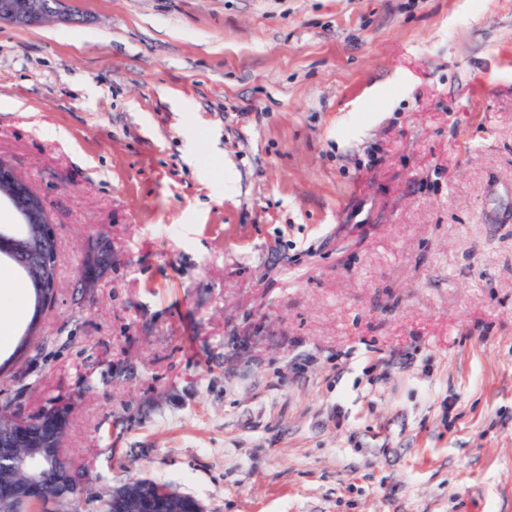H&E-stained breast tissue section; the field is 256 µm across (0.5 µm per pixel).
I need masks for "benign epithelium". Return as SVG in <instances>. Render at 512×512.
<instances>
[{"label": "benign epithelium", "mask_w": 512, "mask_h": 512, "mask_svg": "<svg viewBox=\"0 0 512 512\" xmlns=\"http://www.w3.org/2000/svg\"><path fill=\"white\" fill-rule=\"evenodd\" d=\"M75 0H0V23L35 26L49 21H68ZM17 211L23 232L0 233V256L19 262L27 281L39 293L35 321L51 300L43 270L49 261L46 245L56 240L54 226L47 220L40 196L14 169L0 161V201ZM7 427L0 428V504H12L21 512H31L47 502L60 505L71 500L68 487L76 471L60 448L58 437L48 436V428L63 417V405L45 408L35 415L1 412ZM168 500L176 492L154 491L144 483L138 489L101 487L91 492L94 499L112 501L114 512H155L159 496Z\"/></svg>", "instance_id": "obj_1"}]
</instances>
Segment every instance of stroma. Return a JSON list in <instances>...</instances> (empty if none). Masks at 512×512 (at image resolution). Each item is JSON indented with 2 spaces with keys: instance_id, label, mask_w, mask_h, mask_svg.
Segmentation results:
<instances>
[{
  "instance_id": "stroma-1",
  "label": "stroma",
  "mask_w": 512,
  "mask_h": 512,
  "mask_svg": "<svg viewBox=\"0 0 512 512\" xmlns=\"http://www.w3.org/2000/svg\"><path fill=\"white\" fill-rule=\"evenodd\" d=\"M73 7L0 24V160L57 238L0 405L73 396L90 489L512 512V0Z\"/></svg>"
}]
</instances>
